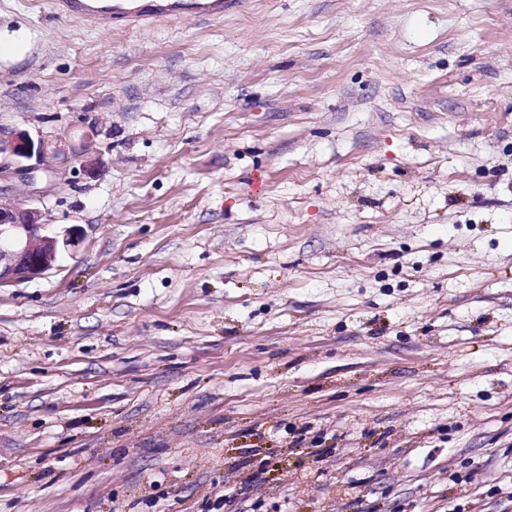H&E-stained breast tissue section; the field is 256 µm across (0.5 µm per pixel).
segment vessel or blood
<instances>
[{
  "mask_svg": "<svg viewBox=\"0 0 512 512\" xmlns=\"http://www.w3.org/2000/svg\"><path fill=\"white\" fill-rule=\"evenodd\" d=\"M243 4L244 0H60L64 14L115 29L162 19H211Z\"/></svg>",
  "mask_w": 512,
  "mask_h": 512,
  "instance_id": "obj_1",
  "label": "vessel or blood"
}]
</instances>
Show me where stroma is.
<instances>
[{"mask_svg":"<svg viewBox=\"0 0 512 512\" xmlns=\"http://www.w3.org/2000/svg\"><path fill=\"white\" fill-rule=\"evenodd\" d=\"M0 512H512V0H0ZM61 0L64 14L79 16L113 29L146 25L162 19H211L239 10L243 0ZM74 147L66 140L34 139L26 130H15L8 138L0 137V156L5 155L18 172L30 174L43 170L47 179L52 180L68 170L73 163L90 174H96L102 167L97 155L74 154ZM34 161L33 164L27 162ZM45 212L22 207L0 193V286L18 284L53 269L61 252L83 239L73 225L62 234H49Z\"/></svg>","mask_w":512,"mask_h":512,"instance_id":"stroma-1","label":"stroma"}]
</instances>
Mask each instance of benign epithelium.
I'll use <instances>...</instances> for the list:
<instances>
[{
	"instance_id": "benign-epithelium-1",
	"label": "benign epithelium",
	"mask_w": 512,
	"mask_h": 512,
	"mask_svg": "<svg viewBox=\"0 0 512 512\" xmlns=\"http://www.w3.org/2000/svg\"><path fill=\"white\" fill-rule=\"evenodd\" d=\"M1 155L10 159L16 171L30 174L41 170L49 180L73 163L90 175L102 167L98 155H77L66 140L35 139L25 130H16L6 139L0 137ZM46 228L41 209L22 207L0 196V286L46 274L56 266L63 250L83 239V230L77 225L61 234H50Z\"/></svg>"
}]
</instances>
